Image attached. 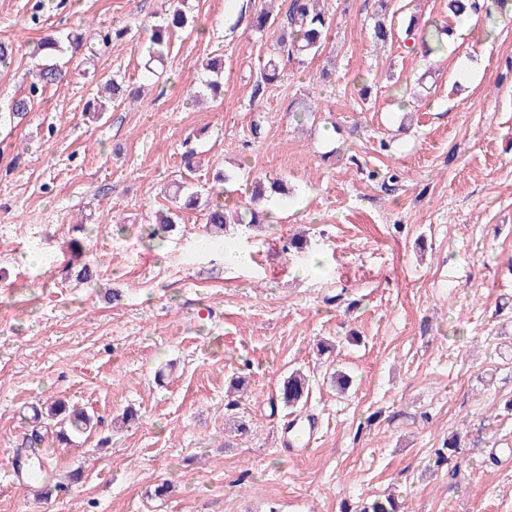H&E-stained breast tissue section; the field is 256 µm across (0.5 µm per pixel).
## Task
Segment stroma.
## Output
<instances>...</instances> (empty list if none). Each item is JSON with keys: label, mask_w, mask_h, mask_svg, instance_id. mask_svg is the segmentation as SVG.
Returning <instances> with one entry per match:
<instances>
[{"label": "stroma", "mask_w": 512, "mask_h": 512, "mask_svg": "<svg viewBox=\"0 0 512 512\" xmlns=\"http://www.w3.org/2000/svg\"><path fill=\"white\" fill-rule=\"evenodd\" d=\"M170 2L0 0L13 50L0 68V512H354L387 493L406 512H512V21L479 20L426 56L403 45L408 18L454 25L448 0H392L383 46L375 0H323L335 26L322 53L281 62L256 97L291 0H185L193 24L148 76ZM263 8L276 22L259 34ZM113 29L124 37L96 54H65L66 79L10 123L33 41ZM213 57L224 92L194 103ZM112 75L140 97L86 111ZM259 179L289 188L267 201L269 223L230 226L204 251L200 207L148 238L173 184L245 205ZM295 233L308 249L283 252ZM74 238L85 284L67 270ZM239 247L251 265H225ZM296 369L320 427L298 455L279 443L291 410L278 390ZM337 370L354 380L343 396ZM56 399L96 426L46 440L59 487L41 495L15 451L32 406ZM129 408L136 420L115 427ZM451 433L461 447L436 465Z\"/></svg>", "instance_id": "35a3bbf8"}]
</instances>
